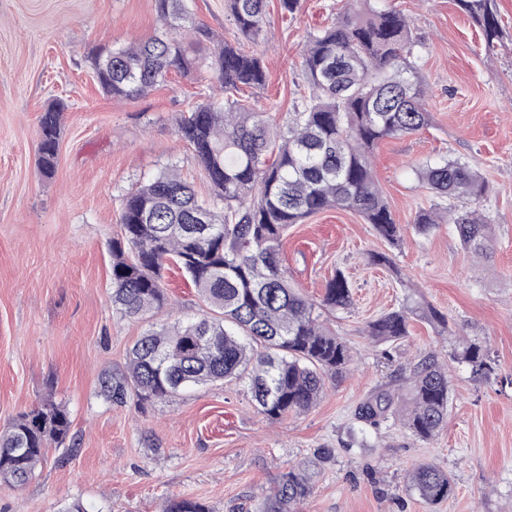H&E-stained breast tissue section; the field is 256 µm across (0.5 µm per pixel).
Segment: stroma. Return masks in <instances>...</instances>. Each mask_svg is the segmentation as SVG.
<instances>
[{"instance_id":"1","label":"stroma","mask_w":512,"mask_h":512,"mask_svg":"<svg viewBox=\"0 0 512 512\" xmlns=\"http://www.w3.org/2000/svg\"><path fill=\"white\" fill-rule=\"evenodd\" d=\"M402 11L420 41L428 126L383 141L374 172L403 227L391 247L355 213L331 210L293 225L283 259L296 288L321 298L334 272L353 293L350 309L323 320L350 348L341 381L308 412L269 421L244 384L203 386L147 408L100 395L104 369L124 367L147 329L112 308L110 247L120 238L123 196L175 167L201 196L211 187L177 121L211 93L205 61L171 74L127 101L100 90L98 48H120L156 32L155 0H0V428L53 395L70 413L77 450L53 448L22 489L0 483V512H162L192 497L211 512H258L275 478L315 448L314 493L298 512H512V0H495L503 35L486 48L480 26L456 0H382ZM353 0H303L297 15L267 0V22L251 51L267 70L261 89L239 97L284 122L307 94L300 51L310 33L352 10ZM62 107L55 173L36 168L39 119ZM446 157L472 164L490 186L489 257L464 251L452 225L419 233L413 219L433 197L413 168ZM386 252L394 269L369 265ZM169 302L160 319L201 312L176 265L163 272ZM411 299L446 315L449 333L416 318L401 342L376 345L368 322ZM490 349L485 383L450 362L447 422L433 440L413 437L397 418L372 429L357 407L421 355L451 353L453 334ZM434 462L454 476L445 500L425 504L408 474Z\"/></svg>"}]
</instances>
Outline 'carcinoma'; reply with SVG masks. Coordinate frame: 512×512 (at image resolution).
<instances>
[{
	"mask_svg": "<svg viewBox=\"0 0 512 512\" xmlns=\"http://www.w3.org/2000/svg\"><path fill=\"white\" fill-rule=\"evenodd\" d=\"M186 0H155L161 31L93 58L104 93L125 100L149 94L168 74L189 73L197 48L209 50L213 91L177 125L213 191L201 201L174 167L132 188L122 199L121 239L112 242V307L122 317L154 316L168 302L162 271L172 261L209 313L188 321L162 322L141 335L126 365L100 377L109 403L133 400L140 407L169 400L197 386L246 383L258 413L276 420L313 408L326 384L343 376L347 344L327 330L323 310H345L353 294L337 272L322 298L295 288L282 259L288 227L323 211L359 214L391 245L401 230L372 172L374 149L384 140L412 135L430 121L423 108L425 84L415 61L410 20L394 9L365 8L309 35L301 67L310 89L289 113L284 129L234 98L262 88L267 74L260 56L241 44L256 42L266 23L265 0H224L234 39H221L189 22ZM494 47L501 28L494 0H458ZM61 109L40 116L36 165L51 177L56 168ZM423 184L446 204L417 212L414 224L429 234L455 225L462 246L488 257L493 224L484 211L489 189L468 162L448 157L416 169ZM416 307L402 304L368 322L373 342H397L409 334ZM452 360L468 364L480 379L495 372L487 347L458 338ZM447 358L422 357L406 377L360 404L357 418L377 429L397 416L415 438L439 435L448 418ZM68 410L52 399L19 414L0 430V481L22 487L50 448L69 438ZM454 482L433 463L410 473V487L430 504L448 498ZM308 466L281 473L259 512H295L313 493ZM165 512H211L188 498L171 500Z\"/></svg>",
	"mask_w": 512,
	"mask_h": 512,
	"instance_id": "obj_1",
	"label": "carcinoma"
}]
</instances>
